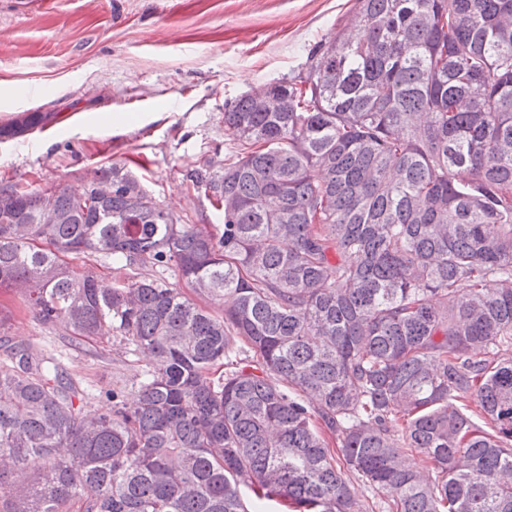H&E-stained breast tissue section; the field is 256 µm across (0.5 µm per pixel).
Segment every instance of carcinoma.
Returning <instances> with one entry per match:
<instances>
[{
	"label": "carcinoma",
	"mask_w": 512,
	"mask_h": 512,
	"mask_svg": "<svg viewBox=\"0 0 512 512\" xmlns=\"http://www.w3.org/2000/svg\"><path fill=\"white\" fill-rule=\"evenodd\" d=\"M357 2L305 76L225 107L237 150L186 174L217 232L124 164L80 194L0 183V285L147 360L91 411L0 341V512H370L352 475L384 512H512V0ZM95 259H97V261ZM69 262L77 271L82 272L87 268H91L106 284H112V270L109 268L112 264H108V261H105L103 258H89L81 254L71 256Z\"/></svg>",
	"instance_id": "carcinoma-1"
}]
</instances>
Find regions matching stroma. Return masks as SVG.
<instances>
[{"label":"stroma","mask_w":512,"mask_h":512,"mask_svg":"<svg viewBox=\"0 0 512 512\" xmlns=\"http://www.w3.org/2000/svg\"><path fill=\"white\" fill-rule=\"evenodd\" d=\"M356 17V0H0V126L49 116L0 139V181L75 190L93 168L133 160L164 208L214 229L222 213L184 176L232 150L225 107L304 73L309 49ZM1 336L60 355L90 408L137 389L143 364L126 345L70 344L7 284Z\"/></svg>","instance_id":"stroma-1"}]
</instances>
